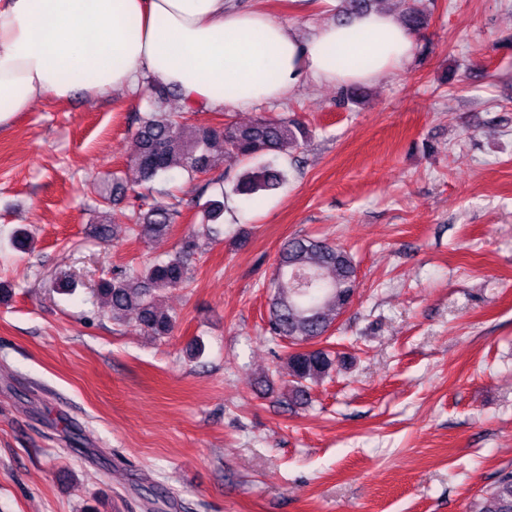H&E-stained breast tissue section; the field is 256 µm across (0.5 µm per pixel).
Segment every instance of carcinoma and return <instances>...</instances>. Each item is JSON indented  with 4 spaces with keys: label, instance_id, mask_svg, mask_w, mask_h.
Here are the masks:
<instances>
[{
    "label": "carcinoma",
    "instance_id": "1",
    "mask_svg": "<svg viewBox=\"0 0 512 512\" xmlns=\"http://www.w3.org/2000/svg\"><path fill=\"white\" fill-rule=\"evenodd\" d=\"M373 0H343L339 16L343 19L370 10ZM430 22L426 0H407L403 24L422 33ZM190 108L178 111L157 106L145 113L136 130V148L132 163L140 183L152 188L157 181L172 178L173 171L193 177L212 170L210 150L222 142L224 152L246 162V168L233 179L232 191L246 198L276 191L288 181V170L280 167L270 154L290 155L297 150L308 130L293 117H259L245 126L226 123L222 127L197 124L188 117ZM224 175L216 179L219 198L201 205L197 228L185 237L178 250L164 260H151L140 271L129 273L115 269L112 278L103 279L96 293L110 308L112 321L123 324L127 313L136 311V327L147 336L170 335L176 317L162 310V293L186 288L191 282L192 261L198 253V240L217 239L224 224ZM127 187L120 173L112 174V184L97 188L103 220L95 225V236L107 240L116 228L113 206L125 196ZM138 209L125 219L129 230L152 237L168 232L181 216L178 206L148 204L138 195ZM359 283L353 256L342 246L311 236L286 240L279 251L275 278L270 283L265 332L270 338L285 339L293 346L286 364L290 389L285 396L298 402L308 396L309 386L331 376L335 357L320 347L337 317L352 302ZM476 512H512V473L503 475L485 491Z\"/></svg>",
    "mask_w": 512,
    "mask_h": 512
}]
</instances>
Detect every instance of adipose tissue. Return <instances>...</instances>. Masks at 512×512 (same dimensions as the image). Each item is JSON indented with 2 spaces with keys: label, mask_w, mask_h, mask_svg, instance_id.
I'll return each instance as SVG.
<instances>
[{
  "label": "adipose tissue",
  "mask_w": 512,
  "mask_h": 512,
  "mask_svg": "<svg viewBox=\"0 0 512 512\" xmlns=\"http://www.w3.org/2000/svg\"><path fill=\"white\" fill-rule=\"evenodd\" d=\"M416 48L380 10L306 36L233 0H0V125L38 99L133 91L146 74L183 103L245 109L308 82H373Z\"/></svg>",
  "instance_id": "1"
}]
</instances>
